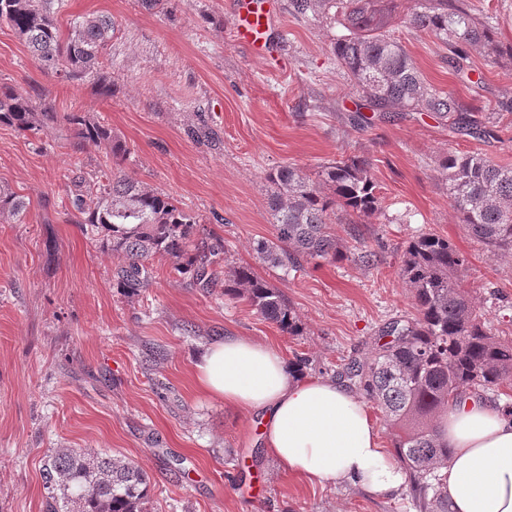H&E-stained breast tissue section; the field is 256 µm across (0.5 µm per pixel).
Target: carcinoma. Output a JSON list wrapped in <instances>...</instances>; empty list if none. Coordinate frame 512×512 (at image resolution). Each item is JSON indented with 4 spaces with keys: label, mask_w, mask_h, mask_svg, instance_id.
Instances as JSON below:
<instances>
[{
    "label": "carcinoma",
    "mask_w": 512,
    "mask_h": 512,
    "mask_svg": "<svg viewBox=\"0 0 512 512\" xmlns=\"http://www.w3.org/2000/svg\"><path fill=\"white\" fill-rule=\"evenodd\" d=\"M394 0H288L294 16L337 21L347 33L336 38V62L373 112H431L473 134L494 137L496 125L466 119L459 100L422 77L401 42L385 33ZM7 24L46 66L68 81H95L100 96L112 97V77L103 56L112 38V18L87 14L61 26L55 0H0ZM407 24L448 45V64L461 72L466 48L493 51V33L473 17L466 0H418ZM71 136L104 147L109 172H73L69 189L77 223L91 240L121 261L112 281L128 296L156 280L153 259L167 257L172 269L195 288L217 284L225 262L224 241L201 224L194 212L169 194L149 188L125 172L130 153L112 129L80 110L63 115ZM57 122V113L36 106L7 84L0 85V123L19 132ZM448 200L464 231L493 257L512 256V167L479 153L450 152L439 163ZM273 216L270 240L257 243L264 263L298 270L317 260H342L347 250L329 232L331 224H355L381 209L370 160L348 155L325 163L314 174L293 165L266 173ZM26 202L0 187V218L21 219ZM467 259L448 238L423 233L405 248L400 275L410 289L414 313L394 317L377 331L372 354L349 358L336 376L376 405L394 430L393 448L407 473L417 512H448L443 467L450 448L438 430L448 407L468 394H486L512 383V339L492 331L462 286ZM224 294L246 302L291 335L300 331L282 291L247 267L224 272ZM45 512H143L150 478L130 460L81 448L46 455L43 469Z\"/></svg>",
    "instance_id": "carcinoma-1"
}]
</instances>
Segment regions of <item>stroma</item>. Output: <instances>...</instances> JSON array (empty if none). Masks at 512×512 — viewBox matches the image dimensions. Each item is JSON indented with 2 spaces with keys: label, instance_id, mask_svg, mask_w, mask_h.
<instances>
[{
  "label": "stroma",
  "instance_id": "1",
  "mask_svg": "<svg viewBox=\"0 0 512 512\" xmlns=\"http://www.w3.org/2000/svg\"><path fill=\"white\" fill-rule=\"evenodd\" d=\"M502 47L512 46V0H468ZM276 19L277 48L260 57L233 37L232 0H59L58 19L111 15L104 64L111 99L91 81L68 82L0 25V83L63 114L111 127L131 149L126 168L200 215L224 240L226 267L248 266L290 301L293 336L223 288L190 287L155 258V282L129 298L112 282L117 257L74 222L68 184L77 167L106 164L102 146L71 140L64 124L18 134L0 124V185L25 198L20 221H0V512H43L42 465L56 448L127 457L150 477L148 512H410L344 483L288 473L260 440L257 416L201 387L196 362L210 342L243 336L307 358L304 377H331L343 359L371 354L378 328L414 311L400 277L407 243L445 237L469 261L464 286L494 332L512 338V256L494 260L467 236L437 169L449 150L512 164V57L470 50L456 72L447 47L409 27L416 0H397L390 27L422 76L453 93L464 114L494 115L498 138L479 141L425 112L353 125L359 101L332 55V20ZM370 159L381 213L357 229L333 225L347 245L378 255L309 263L289 273L259 261L274 232L264 175L293 164L315 172L342 154Z\"/></svg>",
  "mask_w": 512,
  "mask_h": 512
}]
</instances>
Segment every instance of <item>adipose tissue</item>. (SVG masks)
I'll return each instance as SVG.
<instances>
[{
	"label": "adipose tissue",
	"instance_id": "adipose-tissue-1",
	"mask_svg": "<svg viewBox=\"0 0 512 512\" xmlns=\"http://www.w3.org/2000/svg\"><path fill=\"white\" fill-rule=\"evenodd\" d=\"M196 368L207 393L262 417L263 445L288 471L382 498L403 488L405 471L365 402L339 381L301 378L278 350L241 336L209 344ZM441 429L451 450L449 512H512V409L470 397L443 415Z\"/></svg>",
	"mask_w": 512,
	"mask_h": 512
}]
</instances>
